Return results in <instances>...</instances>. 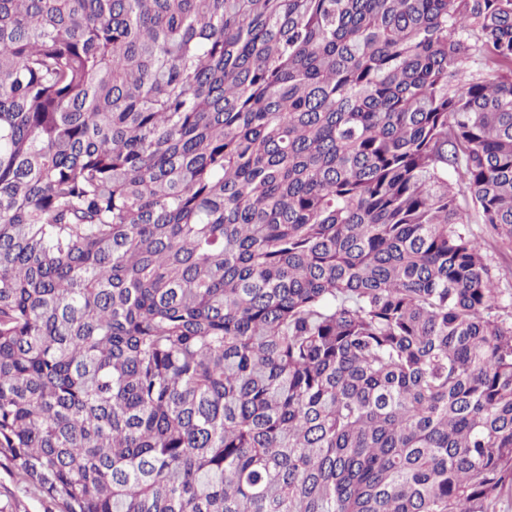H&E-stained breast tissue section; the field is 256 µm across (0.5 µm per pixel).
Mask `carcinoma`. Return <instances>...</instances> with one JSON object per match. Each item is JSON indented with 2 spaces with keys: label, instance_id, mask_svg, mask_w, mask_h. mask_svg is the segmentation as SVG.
Listing matches in <instances>:
<instances>
[{
  "label": "carcinoma",
  "instance_id": "obj_1",
  "mask_svg": "<svg viewBox=\"0 0 512 512\" xmlns=\"http://www.w3.org/2000/svg\"><path fill=\"white\" fill-rule=\"evenodd\" d=\"M473 222L512 243V0H0V465L59 512H503Z\"/></svg>",
  "mask_w": 512,
  "mask_h": 512
}]
</instances>
